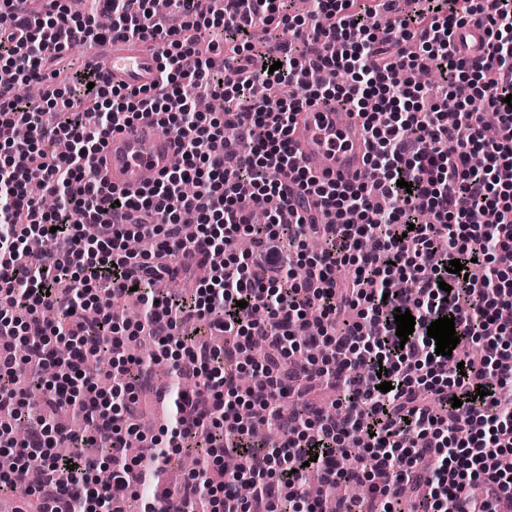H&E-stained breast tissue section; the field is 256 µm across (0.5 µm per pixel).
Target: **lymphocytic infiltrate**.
<instances>
[{
    "label": "lymphocytic infiltrate",
    "mask_w": 512,
    "mask_h": 512,
    "mask_svg": "<svg viewBox=\"0 0 512 512\" xmlns=\"http://www.w3.org/2000/svg\"><path fill=\"white\" fill-rule=\"evenodd\" d=\"M0 0V61L21 79L60 78L62 50L56 33L67 26L74 42H164L160 75L146 90L104 81L93 70L61 80L41 101L20 97L0 83V414L22 417L24 398L14 382L39 377L54 359L53 338L71 344V369L47 388L52 409L75 407L89 425L76 436L62 426L30 430L17 455L32 482L18 486L0 474V492L35 497L39 512H104L136 486L156 497L171 495L160 477L168 448L192 442L202 466L215 471L214 453L240 451L243 470L187 487L206 498L208 512H276L290 496L304 499L302 477L316 469L322 486L380 480L382 512H395L404 485H413L425 512H444L446 499L464 501L468 512H512V0H427L405 12L397 0H312V30L288 12L287 0H169L179 27H163L149 0H89L75 15L55 0ZM112 18L110 27L98 24ZM484 21L488 41L482 61L462 55L455 38L472 20ZM220 29L231 59L202 56L200 27ZM277 38L275 54L254 66L255 41ZM331 66L343 82L313 83L310 72ZM437 73L447 92L440 107L421 110L425 88L418 70ZM205 89L224 102V116L195 111L176 90L177 81ZM289 87L288 101L269 109L256 87ZM350 102L362 119L374 181L319 180L301 163L290 142L296 115L320 100ZM153 119L176 138L179 167L130 195L104 190L98 155L113 126ZM482 154L480 166L470 164ZM405 187H398V180ZM195 195L181 193L184 182ZM55 197L43 209L27 193L30 183ZM482 209L492 223L474 224ZM269 221L255 225L252 212ZM250 237L249 252L237 251L238 235ZM154 239L152 252L136 257L126 241ZM288 237L294 251L279 246ZM39 237L65 243L63 253L28 249ZM323 243L307 254L306 242ZM223 252L224 264L197 284L187 298L157 293L165 278L191 276L196 254ZM463 271L449 273L451 260ZM351 265L347 280L335 271ZM408 290H389L390 281ZM70 290H59L61 281ZM136 294L143 316L134 337L175 347L188 361L180 374L194 388L173 398L168 443L152 441V466L131 455L134 427L119 426L110 403L92 397L96 383L86 370L90 355L108 348L107 373L117 383L148 387L151 365L128 352L112 320L115 299ZM94 309L96 321L84 319ZM410 311L414 331L396 335V310ZM56 311L64 322L46 320ZM322 323L316 343L341 347L342 360L293 363L307 337V314ZM453 318L460 342L451 356L436 354L428 337L432 321ZM211 318L231 334L223 350L196 347L180 324ZM494 335H487V326ZM267 348L258 362L242 350L254 338ZM481 346V360L470 355ZM386 378H379V371ZM251 372L252 392L241 393L238 377ZM392 382L381 392V381ZM337 392L342 416L310 420L283 416L282 399L303 397V384ZM208 393L209 407L196 397ZM460 406H453V399ZM273 422L280 433L261 456L250 451L251 432L239 411ZM366 434L364 460L338 467L337 436L355 428ZM71 443L66 458L52 454L55 441ZM106 448L111 478L96 481L97 461L85 459L84 444ZM249 483L243 500L229 490Z\"/></svg>",
    "instance_id": "obj_1"
}]
</instances>
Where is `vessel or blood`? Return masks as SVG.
Here are the masks:
<instances>
[{"mask_svg": "<svg viewBox=\"0 0 512 512\" xmlns=\"http://www.w3.org/2000/svg\"><path fill=\"white\" fill-rule=\"evenodd\" d=\"M86 62L103 79L130 89L151 87L159 76L156 51L118 37L106 45L91 44ZM290 139L301 158L318 160L319 173L349 179L365 168L364 130L350 105L329 100L304 109ZM176 150L174 137L162 133L150 120L121 124L106 140L98 179L117 189L137 191L148 176L169 170Z\"/></svg>", "mask_w": 512, "mask_h": 512, "instance_id": "1", "label": "vessel or blood"}]
</instances>
